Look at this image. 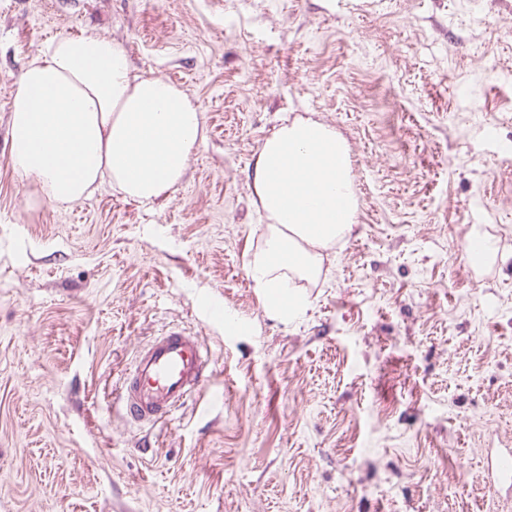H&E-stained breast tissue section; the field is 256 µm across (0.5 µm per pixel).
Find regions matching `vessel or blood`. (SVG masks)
I'll use <instances>...</instances> for the list:
<instances>
[{
    "instance_id": "b4317fda",
    "label": "vessel or blood",
    "mask_w": 512,
    "mask_h": 512,
    "mask_svg": "<svg viewBox=\"0 0 512 512\" xmlns=\"http://www.w3.org/2000/svg\"><path fill=\"white\" fill-rule=\"evenodd\" d=\"M211 357L198 336L171 331L141 348L125 376L119 401L131 423L171 421L176 408L194 394L208 376ZM490 469L498 486L512 489V448L496 450Z\"/></svg>"
}]
</instances>
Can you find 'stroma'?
<instances>
[{
	"mask_svg": "<svg viewBox=\"0 0 512 512\" xmlns=\"http://www.w3.org/2000/svg\"><path fill=\"white\" fill-rule=\"evenodd\" d=\"M82 32L201 108L155 203L31 205L10 164L20 72ZM299 116L345 139L357 232L284 317L248 274V173ZM170 327L212 372L166 426L129 423L114 392ZM508 446L512 0H0V512H512L487 483Z\"/></svg>",
	"mask_w": 512,
	"mask_h": 512,
	"instance_id": "1",
	"label": "stroma"
}]
</instances>
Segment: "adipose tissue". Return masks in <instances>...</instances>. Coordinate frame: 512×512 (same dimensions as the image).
<instances>
[{"label":"adipose tissue","mask_w":512,"mask_h":512,"mask_svg":"<svg viewBox=\"0 0 512 512\" xmlns=\"http://www.w3.org/2000/svg\"><path fill=\"white\" fill-rule=\"evenodd\" d=\"M10 163L47 199L76 202L107 183L139 202L166 195L207 138L188 92L132 68L121 41L95 34L45 43L11 100ZM267 231L248 264L256 287L284 296L292 276L314 277L323 253L356 227L351 161L328 125L280 126L250 170Z\"/></svg>","instance_id":"obj_1"}]
</instances>
